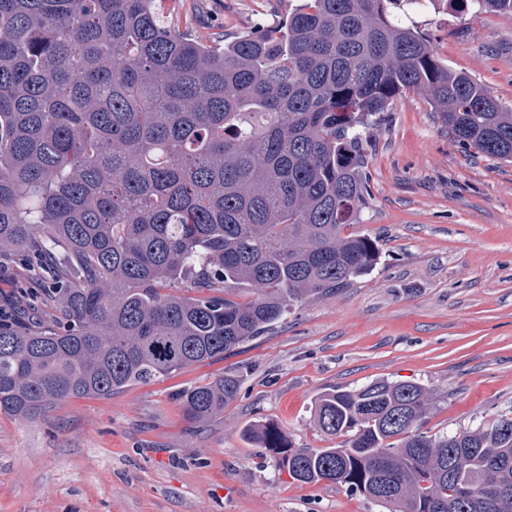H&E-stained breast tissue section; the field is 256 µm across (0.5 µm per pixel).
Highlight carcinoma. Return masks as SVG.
I'll return each instance as SVG.
<instances>
[{"instance_id":"carcinoma-1","label":"carcinoma","mask_w":512,"mask_h":512,"mask_svg":"<svg viewBox=\"0 0 512 512\" xmlns=\"http://www.w3.org/2000/svg\"><path fill=\"white\" fill-rule=\"evenodd\" d=\"M471 1L512 16V0H448ZM386 2L300 0L215 50L168 25L164 0H0V275L39 284L0 309V414L169 376L371 271L375 242L346 229L367 202L368 128L406 92L451 142L512 163V107ZM241 381L185 390L183 419L223 416ZM430 401L380 379L317 394L328 448L266 421L242 438L292 481L387 512H512V417L432 436Z\"/></svg>"}]
</instances>
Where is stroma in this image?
<instances>
[{
    "label": "stroma",
    "instance_id": "35a3bbf8",
    "mask_svg": "<svg viewBox=\"0 0 512 512\" xmlns=\"http://www.w3.org/2000/svg\"><path fill=\"white\" fill-rule=\"evenodd\" d=\"M297 3L172 0L170 17L214 46ZM389 10L512 107V18L446 0ZM367 155V204L353 230L378 243L372 271L169 377L70 399L32 421L1 415L0 512H385L344 488L278 474L242 427L269 420L293 447H327L315 396L379 379L430 390L431 434L512 412V164L467 156L413 92L371 127ZM227 372L243 376L237 399L189 428L179 393Z\"/></svg>",
    "mask_w": 512,
    "mask_h": 512
}]
</instances>
